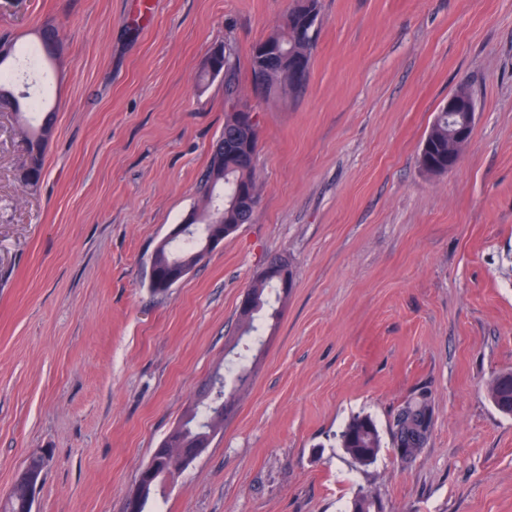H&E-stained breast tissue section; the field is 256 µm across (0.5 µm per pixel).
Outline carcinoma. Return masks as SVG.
<instances>
[{
  "label": "carcinoma",
  "mask_w": 512,
  "mask_h": 512,
  "mask_svg": "<svg viewBox=\"0 0 512 512\" xmlns=\"http://www.w3.org/2000/svg\"><path fill=\"white\" fill-rule=\"evenodd\" d=\"M295 20L293 25L280 28L264 40L255 44L250 59L251 81L260 80L265 86L266 98L294 95L303 90L307 83L305 75L310 73L316 37L319 26L305 27L311 17L320 20L318 0H296L288 12ZM62 32L54 25L44 24L39 30V39L44 54L51 58ZM8 54L0 51V111L8 110L17 114L22 109L39 111L43 109L37 101L21 102L10 89V70L4 67ZM207 63L223 70L224 77V128L213 142L209 165L197 184L201 196L200 215L210 221L224 215V237L234 234L241 225L250 223L253 213L242 215L238 209H227L233 194L247 187L256 188V165L259 130L249 125L240 108L247 106L237 76L235 50L229 45H218L210 52ZM56 112L44 113L37 125L25 129L27 160L21 167L19 178L25 184L37 186L44 174V154L54 130ZM421 169L429 174L448 172V111L439 109L426 135L419 154ZM203 236L196 235L174 239L163 248L153 251L150 263L152 273L148 274L149 286L158 295L166 294L175 283L168 278L167 268L174 260H180L193 267L200 263L198 251ZM249 304L238 308L237 325L243 335L260 337L261 325L256 323L257 315L270 305V297L279 294V284L273 275L263 271L247 287ZM253 377V361L246 354L224 366V382L232 397V403L250 389ZM496 408L512 415V371L497 375L488 390ZM432 406L428 397L420 393L409 400L398 411L392 431V448L408 460L416 458L425 448L431 429ZM225 413L218 411L205 398L196 403V411L182 419L180 435L163 440L155 449L152 460L157 462L160 474L170 473L182 467L185 443L201 437L198 423L205 421L212 433L224 426ZM341 447L355 464L369 466L375 462L382 440L376 421L369 415L351 418L340 434ZM0 512H27L26 488L20 484L15 491L0 499ZM350 512H381L376 500L362 494L353 500Z\"/></svg>",
  "instance_id": "obj_1"
}]
</instances>
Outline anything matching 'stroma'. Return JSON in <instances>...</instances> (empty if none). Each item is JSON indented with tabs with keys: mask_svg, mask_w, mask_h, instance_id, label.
Listing matches in <instances>:
<instances>
[{
	"mask_svg": "<svg viewBox=\"0 0 512 512\" xmlns=\"http://www.w3.org/2000/svg\"><path fill=\"white\" fill-rule=\"evenodd\" d=\"M295 0H0L19 58L44 23L63 43L40 85L56 110L38 187L0 112V496L46 449L35 512H125L169 430L237 341V308L273 255L294 286L266 326L251 390L146 512H512V415L487 394L512 370V0H319L309 80L252 100L260 203L166 295L157 244L200 207L224 127L210 49L253 46ZM476 101L457 166L421 144L459 86ZM432 397L418 457L398 410ZM382 448L354 465L356 415ZM340 441L351 461L361 466L374 463L382 447L377 423L370 415L351 418L341 431Z\"/></svg>",
	"mask_w": 512,
	"mask_h": 512,
	"instance_id": "obj_1",
	"label": "stroma"
}]
</instances>
